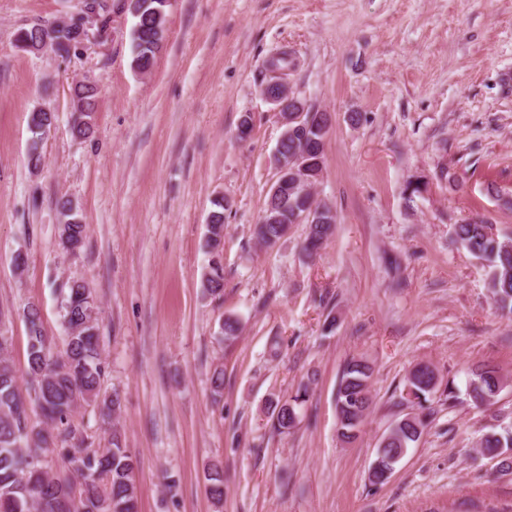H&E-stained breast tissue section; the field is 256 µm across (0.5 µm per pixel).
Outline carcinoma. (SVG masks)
Listing matches in <instances>:
<instances>
[{
  "instance_id": "obj_1",
  "label": "carcinoma",
  "mask_w": 512,
  "mask_h": 512,
  "mask_svg": "<svg viewBox=\"0 0 512 512\" xmlns=\"http://www.w3.org/2000/svg\"><path fill=\"white\" fill-rule=\"evenodd\" d=\"M168 0H81L78 13L67 23L47 35L28 25L19 28L15 46L27 53L38 54L45 49L61 58L78 56L79 45L89 40L90 27L104 32L117 7L135 19L131 30L132 68L146 74L151 71L157 55L165 44ZM76 105L72 123L75 138L88 139L94 133L91 123L96 112L98 88L79 82L70 89ZM312 126L295 136H288L282 147L288 154L308 152L311 173L306 178L316 182L326 166L325 140L330 124L327 114L301 101ZM54 120L44 109L30 114L32 133L29 165L44 164L41 142ZM57 206L62 222L57 227L58 239L68 251L79 250L84 243V225L74 212L72 200L62 197ZM208 217L206 248L209 262L202 276L205 292L214 297L224 293V265L219 247L224 241V211L227 203L220 197L213 201ZM319 202L297 190L284 198L266 203L264 216L256 226V235L268 245L276 244L303 213ZM321 223L308 225L303 249L307 255L318 252L333 234L336 214L325 207L319 212ZM454 239L488 268V288L501 311L512 315V239H501L485 219L475 216L454 225ZM63 303V324L67 336L62 353L53 351L51 340L44 333L40 309L30 304L23 310L27 328V369L19 377L7 355L0 336V512H138V494L133 479L137 460L122 444L118 431H112L110 446L93 448L89 436L79 431L72 417L80 407L98 410L109 419L121 409L119 396L103 390L104 366L101 358L100 331L95 316L96 300L91 288L79 281L66 284ZM373 370L363 359L349 360L343 369L336 391L338 435L349 443L357 437L364 411L369 409V382ZM504 378L493 366L483 365L473 372L468 395L476 404H485L503 388ZM402 399L413 403L418 413L396 423L389 432L386 446L377 451L370 483H380L382 473L394 467L406 449L417 442L431 415L432 397L443 396L442 404L452 408L459 401L455 383L449 379L437 386L434 370L417 365L410 372ZM308 385L299 386L286 400L269 402L271 426L275 433L286 434L298 420V410L307 401ZM35 404L43 417L44 427L35 430L28 425L27 411ZM482 452L500 458L501 468L512 469V430L492 431L480 441ZM55 452L68 461V469L53 474L44 465V457ZM208 495L220 502L224 498V471L214 465L206 475Z\"/></svg>"
}]
</instances>
